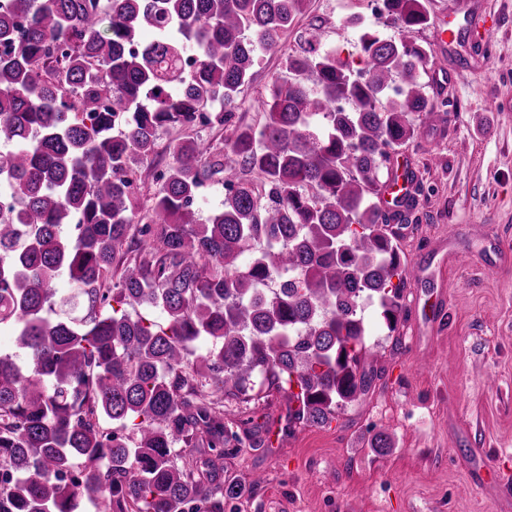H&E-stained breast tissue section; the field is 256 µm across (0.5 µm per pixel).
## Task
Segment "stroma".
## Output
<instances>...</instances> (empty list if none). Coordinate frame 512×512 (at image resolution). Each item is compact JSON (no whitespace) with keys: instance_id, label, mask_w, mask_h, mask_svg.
I'll return each mask as SVG.
<instances>
[{"instance_id":"1","label":"stroma","mask_w":512,"mask_h":512,"mask_svg":"<svg viewBox=\"0 0 512 512\" xmlns=\"http://www.w3.org/2000/svg\"><path fill=\"white\" fill-rule=\"evenodd\" d=\"M426 4L430 22L415 39L427 58L417 77L448 109L434 112L394 164L415 175L416 220L400 230L402 260L424 266L427 277L407 281L396 333L365 306L376 377L328 425L289 427L284 393L225 404L224 421L242 442L220 460L221 476L263 483L224 512H512V269H492L498 246L512 244V0ZM355 14L397 33L368 0H310L298 25L318 21L325 49L353 60L358 32L347 19ZM442 26L455 33L445 45ZM281 58L261 54L237 121L262 124L257 104L283 76ZM191 136L216 145L224 131L162 130L142 169L143 198L159 189L153 170L168 162L169 143ZM467 225L474 237L463 242ZM460 246L469 256L456 263ZM247 417L260 426L262 447H253ZM379 430L393 441L384 455L370 444ZM478 452L489 467L479 485L464 465Z\"/></svg>"}]
</instances>
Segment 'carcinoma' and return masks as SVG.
<instances>
[{"label": "carcinoma", "instance_id": "cac0c4a2", "mask_svg": "<svg viewBox=\"0 0 512 512\" xmlns=\"http://www.w3.org/2000/svg\"><path fill=\"white\" fill-rule=\"evenodd\" d=\"M107 2L0 9V333L27 358L0 354V512H224L245 494L218 480L240 442L224 401L286 389L294 422L324 426L373 380L364 306L397 330L404 267L372 197L431 111L429 14L380 0L398 36L355 18V65L309 25L254 128L232 122L240 94L308 0ZM197 125L227 127L222 147L175 141L142 208L160 131ZM213 177L224 208L202 220ZM62 274L74 302L54 318Z\"/></svg>", "mask_w": 512, "mask_h": 512}]
</instances>
